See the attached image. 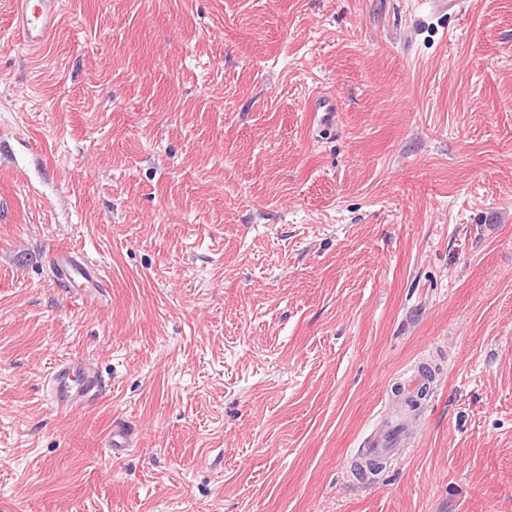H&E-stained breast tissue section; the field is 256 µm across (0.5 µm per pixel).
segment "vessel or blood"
I'll use <instances>...</instances> for the list:
<instances>
[{
	"mask_svg": "<svg viewBox=\"0 0 512 512\" xmlns=\"http://www.w3.org/2000/svg\"><path fill=\"white\" fill-rule=\"evenodd\" d=\"M16 25L28 48L45 44L61 9L62 0H13ZM53 281L72 293L99 291L105 285L102 270L82 253L68 247L57 248L53 255ZM48 399L60 410L83 406L100 390V382L85 361L72 357L59 361L47 376ZM137 432L122 421H114L105 437V452L118 463L137 445Z\"/></svg>",
	"mask_w": 512,
	"mask_h": 512,
	"instance_id": "vessel-or-blood-1",
	"label": "vessel or blood"
}]
</instances>
